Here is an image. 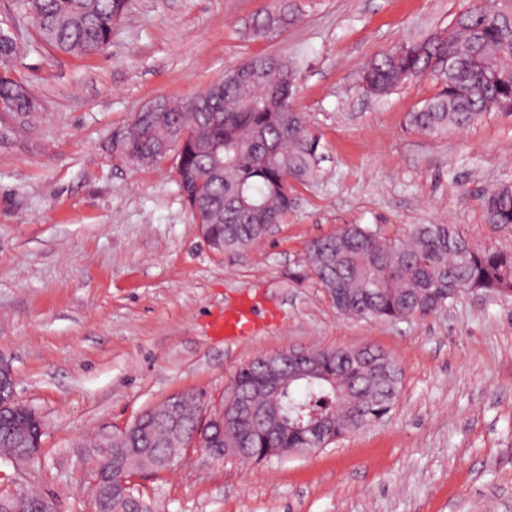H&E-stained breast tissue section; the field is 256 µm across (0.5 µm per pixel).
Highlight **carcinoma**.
Returning <instances> with one entry per match:
<instances>
[{
    "mask_svg": "<svg viewBox=\"0 0 512 512\" xmlns=\"http://www.w3.org/2000/svg\"><path fill=\"white\" fill-rule=\"evenodd\" d=\"M128 0H16L28 13L47 46L64 53L92 55L111 41L115 23ZM293 12L288 0L253 19V30L266 34L288 24ZM431 77L438 93L426 106L408 114L417 132L434 135L463 128L488 112H512V0H498L491 12L469 8L449 33L393 47L372 58L359 76L361 90L382 97L405 81ZM219 88L200 91L186 101H164V120L127 145L151 160L157 141L169 128L184 132L170 153L178 183L190 211L207 212L205 240L216 252L240 254L269 237L265 225L281 224L295 204L292 183L317 176L320 136L302 112L285 111L297 86L288 61L275 56L248 58L217 80ZM37 96L12 77L0 73V112L24 119L39 111ZM486 221L512 225V185L503 184L483 197ZM327 240L336 244L329 256L312 241L307 263L318 285L344 316L400 320L430 316L445 309L466 291L496 294L512 291V252L471 243L450 224H414L402 236L389 239L368 226L347 224ZM348 361L331 348L315 349L316 375L296 377L287 384L279 408L283 426L269 427L259 415L246 421L234 404L224 401V447L240 443L259 463L275 448L302 447V427L315 414L333 413L336 438L355 432L364 421L377 424L392 410L401 369L384 352L368 345L356 348ZM264 367L250 361L242 366L232 388L252 395L260 405L268 394L258 387ZM190 426L199 418L198 398L186 393L153 408ZM13 434L0 437V452H16L17 439L30 431L16 417ZM112 473L130 463L124 448H149L161 458L169 451L164 423L141 437L118 440ZM112 512H155V504L134 489L112 485Z\"/></svg>",
    "mask_w": 512,
    "mask_h": 512,
    "instance_id": "obj_1",
    "label": "carcinoma"
}]
</instances>
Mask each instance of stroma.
<instances>
[{
	"instance_id": "35a3bbf8",
	"label": "stroma",
	"mask_w": 512,
	"mask_h": 512,
	"mask_svg": "<svg viewBox=\"0 0 512 512\" xmlns=\"http://www.w3.org/2000/svg\"><path fill=\"white\" fill-rule=\"evenodd\" d=\"M288 2L298 22L258 36L270 0H129L108 48L82 57L43 45L0 0V31L21 46L6 66L42 104L26 124L0 119V365L45 423L39 459H0V487L88 512L95 438L180 393L210 411L257 356L369 345L402 371L383 422L259 463L194 449L141 477L158 512H512V292H465L423 318H348L305 263L312 240L347 224L388 238L451 224L512 251V228L482 206L512 184V113L429 136L406 116L432 80L381 98L358 86L372 56L446 28L473 0ZM257 55L292 63L321 173L296 185L272 236L217 256L174 159L135 166L108 142L147 104L192 96ZM243 299L270 321L242 340L210 336L211 316Z\"/></svg>"
}]
</instances>
